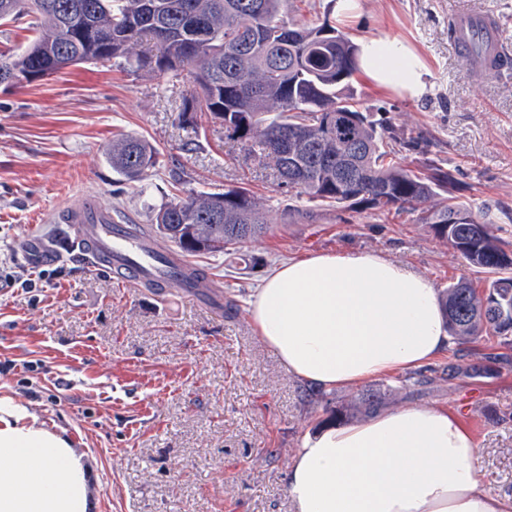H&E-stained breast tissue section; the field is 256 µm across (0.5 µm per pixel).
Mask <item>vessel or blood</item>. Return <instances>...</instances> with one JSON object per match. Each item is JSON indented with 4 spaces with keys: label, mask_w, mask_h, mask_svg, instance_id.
Wrapping results in <instances>:
<instances>
[{
    "label": "vessel or blood",
    "mask_w": 512,
    "mask_h": 512,
    "mask_svg": "<svg viewBox=\"0 0 512 512\" xmlns=\"http://www.w3.org/2000/svg\"><path fill=\"white\" fill-rule=\"evenodd\" d=\"M451 39L461 50L471 52L478 68L501 71L508 53L501 39L498 19L489 13L470 10L451 19ZM57 224L72 225L75 245L87 263L125 286L148 284L166 295L171 283L186 280L185 294L207 295L218 302L222 294L206 279L193 277L192 267L178 252L163 248L151 238L132 233L120 223L110 206L99 197L86 195L66 209L53 214Z\"/></svg>",
    "instance_id": "vessel-or-blood-1"
}]
</instances>
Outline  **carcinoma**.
Here are the masks:
<instances>
[{
    "label": "carcinoma",
    "instance_id": "1",
    "mask_svg": "<svg viewBox=\"0 0 512 512\" xmlns=\"http://www.w3.org/2000/svg\"><path fill=\"white\" fill-rule=\"evenodd\" d=\"M290 0H0V20H43L19 54L0 57V84L42 81L71 66L122 59L137 70L166 75L185 67L192 94L181 115L205 112L247 159L271 168L281 185L310 206L294 211L315 221L318 211L422 213L423 223L468 265L486 274L476 284L462 276L440 293L450 340L457 346L493 338L489 359L512 371V252L495 234L494 219L456 195L455 179L424 139L359 110L351 80L358 47L328 21L305 24L288 12ZM151 35L156 56L136 47ZM425 158L411 169L396 148ZM148 140L124 135L107 150L112 171L142 181L158 165ZM151 230L183 256L244 250L270 224L250 184L224 191H189L154 208ZM480 365L457 354L442 368L413 372L401 388L471 378ZM389 388L368 387L347 402L325 401V422L345 424L392 403Z\"/></svg>",
    "mask_w": 512,
    "mask_h": 512
}]
</instances>
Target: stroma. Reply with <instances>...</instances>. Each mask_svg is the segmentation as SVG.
Masks as SVG:
<instances>
[{
    "label": "stroma",
    "mask_w": 512,
    "mask_h": 512,
    "mask_svg": "<svg viewBox=\"0 0 512 512\" xmlns=\"http://www.w3.org/2000/svg\"><path fill=\"white\" fill-rule=\"evenodd\" d=\"M357 2L351 17L338 15L334 0H295L293 14L336 23L355 42L398 37L421 57L420 97L377 88L358 73L361 108L422 133L462 197L491 209L512 249V72L469 69L448 36L450 11L485 7L501 16L512 45V0ZM188 80L184 71L150 76L110 61L0 86V245L25 264L30 236L65 242L68 225L48 218L86 192L146 225L151 206L177 190L246 182L273 218L270 233L246 246L259 268L243 273L231 256L194 259L243 306L275 265L308 252L387 254L438 290L451 278L475 277L415 214L365 211L342 222L330 209L311 224L289 222L305 199L280 187L272 170L245 164L206 113H196L194 125L182 122ZM131 133L160 152L143 192L106 161L113 137ZM47 267L53 277L35 288H0V398L85 453L94 512H293L288 466L325 412L304 402L302 382L258 340L247 311L228 318L196 298L117 287L73 249ZM402 403L459 412L486 489L512 495V371L440 381Z\"/></svg>",
    "instance_id": "1"
}]
</instances>
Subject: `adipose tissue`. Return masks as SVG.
<instances>
[{"label": "adipose tissue", "instance_id": "obj_1", "mask_svg": "<svg viewBox=\"0 0 512 512\" xmlns=\"http://www.w3.org/2000/svg\"><path fill=\"white\" fill-rule=\"evenodd\" d=\"M375 86L421 96L427 70L397 38L359 42ZM255 335L298 379L331 391L415 371L449 335L435 288L374 253H312L274 268L249 300ZM469 427L443 408L397 406L330 427L288 469L294 512H512L485 490ZM91 469L62 434L0 398V512H92Z\"/></svg>", "mask_w": 512, "mask_h": 512}]
</instances>
